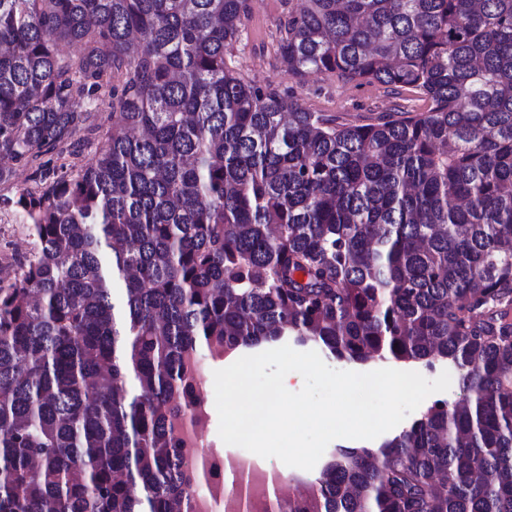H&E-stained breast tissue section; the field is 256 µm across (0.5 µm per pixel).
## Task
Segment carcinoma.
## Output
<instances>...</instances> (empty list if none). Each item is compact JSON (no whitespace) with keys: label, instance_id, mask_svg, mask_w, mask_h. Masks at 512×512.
Wrapping results in <instances>:
<instances>
[{"label":"carcinoma","instance_id":"carcinoma-1","mask_svg":"<svg viewBox=\"0 0 512 512\" xmlns=\"http://www.w3.org/2000/svg\"><path fill=\"white\" fill-rule=\"evenodd\" d=\"M252 0H0V512H179L188 356L292 336L458 374L312 512H512V0H297L288 74L409 91L353 123L228 67ZM61 43L75 44L72 56ZM81 164L42 156L95 118ZM104 100L105 101L100 105L99 112L97 114L96 127L92 131L81 132L75 138L77 139L79 136L81 138L79 144L75 145V147L69 145L70 142L64 145V147L67 148V150H65L64 154L62 155L65 160H63V158L58 159L57 154L54 153L44 156L42 161L51 159L50 166H54L59 165L63 161L80 163V161L86 160L90 151L93 150L95 146L104 139L105 133L111 125V109L109 108L110 98L107 94L104 97ZM34 246V241L26 225L14 214L2 215L0 221V259L1 262L14 259L11 255H25Z\"/></svg>","mask_w":512,"mask_h":512}]
</instances>
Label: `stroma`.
Segmentation results:
<instances>
[{
	"label": "stroma",
	"instance_id": "35a3bbf8",
	"mask_svg": "<svg viewBox=\"0 0 512 512\" xmlns=\"http://www.w3.org/2000/svg\"><path fill=\"white\" fill-rule=\"evenodd\" d=\"M291 7L290 0H253L241 39L227 56L229 66L260 84L276 87L284 97L297 100L311 110L349 121L363 120L390 109L394 100L381 88L346 83L325 75L300 82L280 67L272 36Z\"/></svg>",
	"mask_w": 512,
	"mask_h": 512
}]
</instances>
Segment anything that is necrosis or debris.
<instances>
[{
	"instance_id": "obj_1",
	"label": "necrosis or debris",
	"mask_w": 512,
	"mask_h": 512,
	"mask_svg": "<svg viewBox=\"0 0 512 512\" xmlns=\"http://www.w3.org/2000/svg\"><path fill=\"white\" fill-rule=\"evenodd\" d=\"M208 382L201 368H193L176 392L178 417L177 440L188 474L203 471L204 476L192 487L181 512H208L212 499H219L224 512H309L313 494L285 481H278L276 492H269L270 469L253 466L249 457H241L249 483L246 490L228 485L227 461L223 454L206 447Z\"/></svg>"
}]
</instances>
